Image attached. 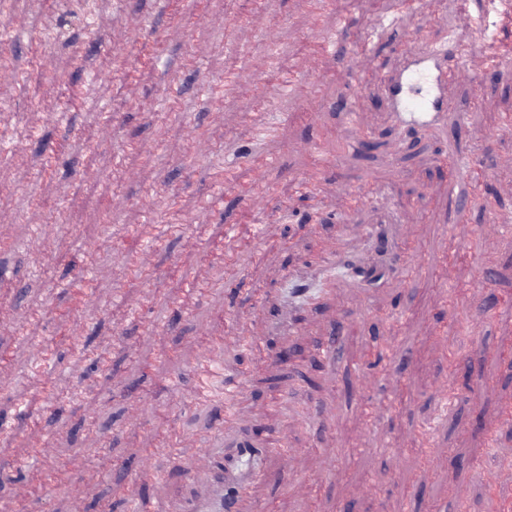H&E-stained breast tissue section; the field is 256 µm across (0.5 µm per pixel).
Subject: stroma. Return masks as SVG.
Returning a JSON list of instances; mask_svg holds the SVG:
<instances>
[{
	"mask_svg": "<svg viewBox=\"0 0 512 512\" xmlns=\"http://www.w3.org/2000/svg\"><path fill=\"white\" fill-rule=\"evenodd\" d=\"M259 3L270 52L259 25L236 21L249 0H0L15 71L0 79V297L21 296L0 310V463L77 464L88 506L144 462L159 474L145 497L173 512L190 478L206 477L201 442L223 448L229 406L292 448L264 456L244 512H490L512 501V476L491 484L474 469L512 464V381L492 359L512 345V232L490 233L481 206L458 214L441 171L455 154L512 214V0H335L317 15L310 0ZM175 5L193 26L172 25ZM43 29L56 38L36 57ZM411 37L454 38L476 64L473 80L448 87L464 122L432 134L395 124L380 78ZM304 39L315 51L299 52ZM273 53L297 86L266 100L250 69ZM359 78L365 90L350 94ZM66 85L87 103L61 118ZM310 93L321 110L308 118ZM111 111L112 141L87 138ZM174 120L193 128L188 143L170 138ZM320 154L332 166L317 190L301 188ZM87 173L84 205L74 188ZM44 200L68 205V221L51 222ZM390 221L414 232L419 267L362 292L337 276L335 300L308 306L300 330L272 328L255 294L288 295L297 279L318 293L337 245L374 260L363 230ZM90 240L88 268H68ZM485 268L487 290L475 285ZM340 325L347 337L324 357ZM205 334L224 341L227 397L200 407L191 372ZM307 395L319 399L312 421L296 414ZM86 413L97 432L80 427ZM162 416L185 467L156 450ZM94 448L123 469L86 465Z\"/></svg>",
	"mask_w": 512,
	"mask_h": 512,
	"instance_id": "obj_1",
	"label": "stroma"
}]
</instances>
